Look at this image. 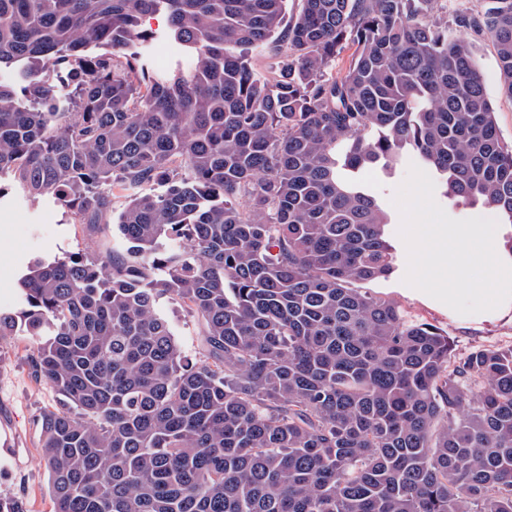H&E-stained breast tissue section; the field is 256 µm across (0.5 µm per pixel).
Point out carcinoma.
<instances>
[{
	"instance_id": "cac0c4a2",
	"label": "carcinoma",
	"mask_w": 512,
	"mask_h": 512,
	"mask_svg": "<svg viewBox=\"0 0 512 512\" xmlns=\"http://www.w3.org/2000/svg\"><path fill=\"white\" fill-rule=\"evenodd\" d=\"M286 2L0 0V71L24 63L0 80V182L128 243L31 260L0 309L58 396L53 512H512V346L459 358L352 287L396 261L369 167L414 156L512 224V142L462 36L512 97V0ZM158 12L182 54L162 74L132 50ZM464 36L471 42L477 66L483 76L487 97L496 112L499 135L512 141V100L503 94L498 58L492 44L473 31ZM159 310L168 320L171 329L183 351L193 356L197 349V326L182 308L165 298L159 302Z\"/></svg>"
}]
</instances>
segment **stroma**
<instances>
[{"label":"stroma","mask_w":512,"mask_h":512,"mask_svg":"<svg viewBox=\"0 0 512 512\" xmlns=\"http://www.w3.org/2000/svg\"><path fill=\"white\" fill-rule=\"evenodd\" d=\"M487 97L497 119L499 135L512 141V99L503 94L498 58L492 44L467 32ZM408 173L400 167L393 177L368 174L372 191L379 195L389 217L388 237L395 248L396 268L387 278L362 283V290L392 299L408 313L443 328L455 345L457 356L483 346L512 345V308L498 307L479 314L462 315L426 293L407 285V250L398 234L400 215L392 203L395 188ZM0 308L15 305L17 280L23 262L36 256L104 253L122 245L117 225L93 231L73 223L60 204L32 206L15 199L0 206ZM30 345L20 336L0 337V498L22 499L27 512H51L48 472L39 444L40 415L56 405L57 396L29 372Z\"/></svg>","instance_id":"stroma-1"}]
</instances>
